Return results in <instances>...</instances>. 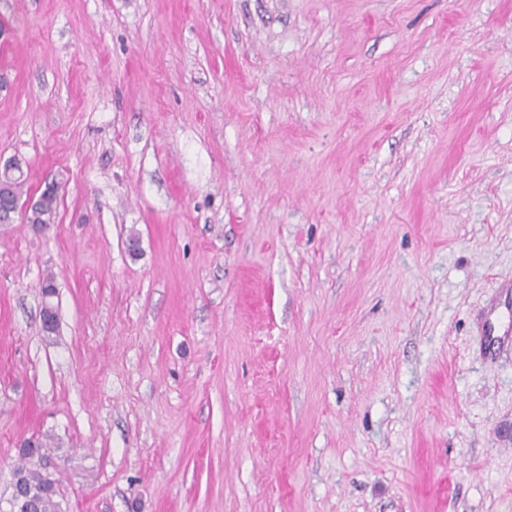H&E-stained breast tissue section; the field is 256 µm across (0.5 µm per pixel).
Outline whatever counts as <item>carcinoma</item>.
<instances>
[{
    "instance_id": "obj_1",
    "label": "carcinoma",
    "mask_w": 512,
    "mask_h": 512,
    "mask_svg": "<svg viewBox=\"0 0 512 512\" xmlns=\"http://www.w3.org/2000/svg\"><path fill=\"white\" fill-rule=\"evenodd\" d=\"M57 203V195H43L34 221L45 227L54 223ZM46 448L47 442L38 441L36 448L19 455L18 463L13 467V475L25 489V496L14 507V512H64L56 480L43 465Z\"/></svg>"
}]
</instances>
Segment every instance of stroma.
Masks as SVG:
<instances>
[{
	"label": "stroma",
	"instance_id": "stroma-1",
	"mask_svg": "<svg viewBox=\"0 0 512 512\" xmlns=\"http://www.w3.org/2000/svg\"><path fill=\"white\" fill-rule=\"evenodd\" d=\"M0 21V158L59 184L0 224V490L36 435L68 512H512V0Z\"/></svg>",
	"mask_w": 512,
	"mask_h": 512
}]
</instances>
